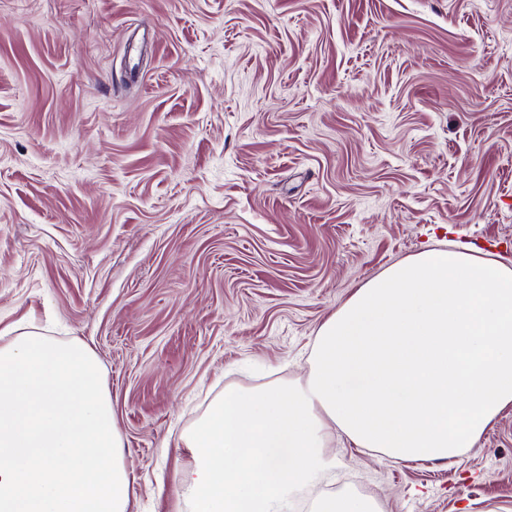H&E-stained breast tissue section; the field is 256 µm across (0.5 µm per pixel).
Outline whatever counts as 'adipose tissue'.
<instances>
[{"label": "adipose tissue", "instance_id": "1", "mask_svg": "<svg viewBox=\"0 0 512 512\" xmlns=\"http://www.w3.org/2000/svg\"><path fill=\"white\" fill-rule=\"evenodd\" d=\"M512 406V268L424 249L319 327L304 379L228 386L180 441L183 512H292L337 436L402 462L459 458Z\"/></svg>", "mask_w": 512, "mask_h": 512}]
</instances>
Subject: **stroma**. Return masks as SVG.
I'll return each instance as SVG.
<instances>
[{
	"instance_id": "obj_1",
	"label": "stroma",
	"mask_w": 512,
	"mask_h": 512,
	"mask_svg": "<svg viewBox=\"0 0 512 512\" xmlns=\"http://www.w3.org/2000/svg\"><path fill=\"white\" fill-rule=\"evenodd\" d=\"M512 266V0H0V328L97 354L157 491L225 386L427 248ZM383 512H512V407L452 461L337 441Z\"/></svg>"
}]
</instances>
